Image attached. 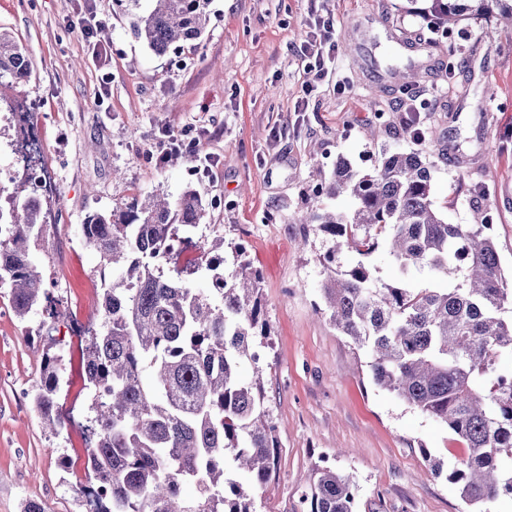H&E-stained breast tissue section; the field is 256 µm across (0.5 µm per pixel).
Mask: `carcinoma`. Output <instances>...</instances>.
<instances>
[{
  "label": "carcinoma",
  "mask_w": 512,
  "mask_h": 512,
  "mask_svg": "<svg viewBox=\"0 0 512 512\" xmlns=\"http://www.w3.org/2000/svg\"><path fill=\"white\" fill-rule=\"evenodd\" d=\"M130 30L164 55L200 39L209 24V0H151ZM505 0H428L424 15L444 36L464 19L487 20ZM422 61L392 53L383 71L400 89L417 84ZM30 76L26 49L0 32V80L17 87ZM417 142L444 137L416 125ZM314 195L346 196L351 207L317 208L297 217L316 224L332 246L323 256L322 296L336 328L371 355L373 381L421 413L448 426L464 448L446 475L462 500L492 512L512 496V307L504 285L492 215L479 224H450L432 203L430 163L419 149L383 155L360 173L340 158ZM46 197L14 194L0 210V287L25 320L45 310L63 320L31 248L48 236ZM202 200L187 191L172 201L161 190L110 213L95 212L81 225L82 240L100 266L116 273L103 293L102 328L89 335L84 353L88 427L94 441L86 468L97 486L96 512H254L252 492L276 472V428L264 404L255 338L261 322V276L239 250L235 271L224 275V238L191 236L203 217ZM200 265L178 266L188 247ZM401 273L428 272L432 283H388L364 261L379 247ZM361 260L342 268L339 257ZM172 265L164 273L159 263ZM209 278V292L188 276ZM252 376L239 373L243 361ZM43 378L33 400L43 427L58 433L55 410L62 377L60 356L42 353ZM304 512H356L350 478L323 460L301 490Z\"/></svg>",
  "instance_id": "carcinoma-1"
}]
</instances>
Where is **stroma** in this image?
I'll use <instances>...</instances> for the list:
<instances>
[{"label":"stroma","mask_w":512,"mask_h":512,"mask_svg":"<svg viewBox=\"0 0 512 512\" xmlns=\"http://www.w3.org/2000/svg\"><path fill=\"white\" fill-rule=\"evenodd\" d=\"M422 0H210L204 36L158 56L130 32L118 0H0V30L29 55L21 87L0 96L32 106L50 177L45 248L30 260L45 275L67 321H20L0 288V512H90L80 337L99 329L107 286L98 255L81 240L88 214L108 212L164 188L194 191L204 215L193 233L220 234L226 256L241 247L262 276L268 345L266 406L277 427L276 474L254 495L256 512H300L301 489L321 458L349 474L357 512H470L457 487L431 473L424 453L454 467L463 454L445 424L376 386L368 357L323 312L328 248L296 211L343 199L315 196L337 157L370 170L383 152L411 150L401 124L403 91L371 77L367 58L415 38L435 40ZM95 15L109 36L89 45L77 24ZM332 19L338 47L332 79L303 89L305 22ZM364 30L362 52L344 44ZM429 72L414 87L420 122L447 137L428 144L432 200L452 224L490 209L502 275L512 288V25L466 21L436 41ZM344 88H337V81ZM184 160L158 163L167 136ZM65 369L56 396L66 425L43 430L30 397L43 349Z\"/></svg>","instance_id":"obj_1"}]
</instances>
